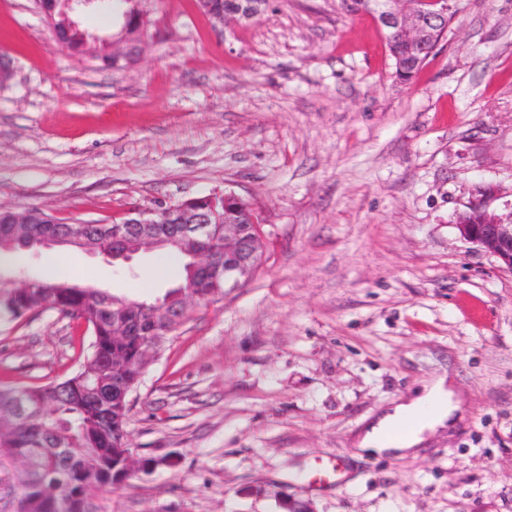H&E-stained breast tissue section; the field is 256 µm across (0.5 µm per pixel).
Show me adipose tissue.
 Returning a JSON list of instances; mask_svg holds the SVG:
<instances>
[{
  "label": "adipose tissue",
  "mask_w": 512,
  "mask_h": 512,
  "mask_svg": "<svg viewBox=\"0 0 512 512\" xmlns=\"http://www.w3.org/2000/svg\"><path fill=\"white\" fill-rule=\"evenodd\" d=\"M457 409L443 380L433 381L420 396L397 406L372 426L362 445L380 453L410 450L420 442L425 430L454 424Z\"/></svg>",
  "instance_id": "obj_1"
}]
</instances>
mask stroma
<instances>
[{"label": "stroma", "instance_id": "stroma-1", "mask_svg": "<svg viewBox=\"0 0 512 512\" xmlns=\"http://www.w3.org/2000/svg\"><path fill=\"white\" fill-rule=\"evenodd\" d=\"M145 53L113 69L57 41L38 0H0V200L61 223L224 189L263 221L255 273L192 308L130 395L150 467L100 512H512V273L460 213L512 208V0H458L416 76L373 15L268 0L214 26L195 0H142ZM156 253L56 247L54 274L129 300ZM85 332L44 310L0 327V384L71 377ZM449 380L452 426L402 458L366 426Z\"/></svg>", "mask_w": 512, "mask_h": 512}]
</instances>
